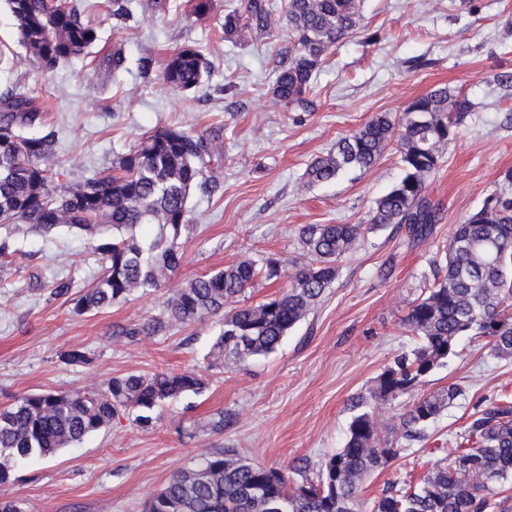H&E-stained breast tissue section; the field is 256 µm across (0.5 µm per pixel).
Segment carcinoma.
<instances>
[{"label":"carcinoma","mask_w":512,"mask_h":512,"mask_svg":"<svg viewBox=\"0 0 512 512\" xmlns=\"http://www.w3.org/2000/svg\"><path fill=\"white\" fill-rule=\"evenodd\" d=\"M364 0H287L285 20L293 47L278 62L274 99L294 112H307L314 77L328 50L361 33ZM26 49L23 62L43 71L67 63L94 44L99 28L83 22L69 0H7ZM273 0H244L224 13V38L244 32L269 33ZM210 62L195 44H184L166 59L162 80L184 98L195 93ZM460 91L438 87L410 101L399 115L381 112L305 169L307 186L338 176L366 173L393 144L402 178L375 202L372 223L410 224L426 236L441 220V208L425 195L427 179L442 160V149L473 111ZM33 97L23 91L0 100V223L30 225L45 234L58 227L85 232L103 274L72 299L77 316L92 313L138 292L164 287L169 297L159 318L113 331L112 341L130 344L172 327L224 314L212 346L209 368L231 369L276 350L288 331L306 318L330 288L338 262L364 235L361 224H307L299 231L303 252L294 262L288 290L256 306L235 305L259 275L272 279L281 263L268 259L260 269L243 259L189 281L175 277L183 237L190 230L187 203L196 189L209 190L223 174V154L203 135L157 129L112 166L78 181L60 180L54 134L26 136L20 128L42 122ZM154 224V237L139 228ZM444 274L413 301L404 319L419 343L396 356L357 397L344 448L331 455L317 479L305 477L306 460L292 469V483L280 468L255 464L234 448L196 449V464L174 473L154 493L146 512H496L500 488L512 482V398H496L470 426L464 444L422 474L417 482L392 486L365 508L367 478L397 458L402 445L378 433V410L411 395L448 358L460 337L488 339L491 352L512 358V193L495 192L464 222L455 225L441 259ZM207 376L195 370L130 373L63 392L26 393L0 409V485L15 466L49 458L82 442L120 414L134 415L142 428L153 424L163 404L200 395ZM463 395L457 384L414 397L401 416L399 439L413 441Z\"/></svg>","instance_id":"1"}]
</instances>
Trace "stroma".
Masks as SVG:
<instances>
[{"mask_svg":"<svg viewBox=\"0 0 512 512\" xmlns=\"http://www.w3.org/2000/svg\"><path fill=\"white\" fill-rule=\"evenodd\" d=\"M100 29V39L54 71L22 59L25 48L6 0H0V52L17 66L0 65V99L20 90L44 115L42 130L58 134L57 157L84 162V175L110 166L145 133L174 127L192 135L219 133L223 178L211 194L194 192L187 204L193 230L177 277L188 281L249 258L281 261V275L258 279L239 298L256 305L290 286L306 224H360L367 233L343 257L339 273L311 313L269 355L232 369L207 370L208 353L222 328L214 316L118 345L116 326L164 314L168 294L152 290L111 308L77 316L68 298L52 293L54 274L92 285L100 266L88 237L58 228L49 235L17 233L20 256L0 270V407L34 390L66 391L93 378L105 382L132 372H208L201 395L167 403L160 421L145 429L131 416L48 459L12 472L0 493L24 512H144L147 499L175 472L192 467L199 444L234 448L253 462L288 468L310 462L315 478L325 459L346 442L356 398L393 358L416 342L404 326L410 302L434 281L435 262L455 224L478 210L512 169V87L495 77L512 71V0H364L365 33L337 43L314 81L313 106L292 112L277 104L272 87L277 62L292 43L285 24L262 36L229 40L224 7L198 18L187 0L144 21L147 0L130 13L112 14L111 0H71ZM193 43L212 63L193 101L167 90L162 63L174 48ZM120 52L123 64L108 59ZM462 90L477 109L443 151L426 195L443 218L430 234L408 225L372 227L375 201L403 175L400 154L387 149L370 172L301 189L307 164L375 113H402L432 88ZM81 348L89 364L68 363ZM451 384L463 394L408 444L400 458L373 473L363 497L373 501L442 461L464 437L477 408L500 392L512 393V359L497 358L485 338L465 336L457 354L422 385L430 393ZM223 413L224 428L194 433V424Z\"/></svg>","mask_w":512,"mask_h":512,"instance_id":"stroma-1","label":"stroma"}]
</instances>
